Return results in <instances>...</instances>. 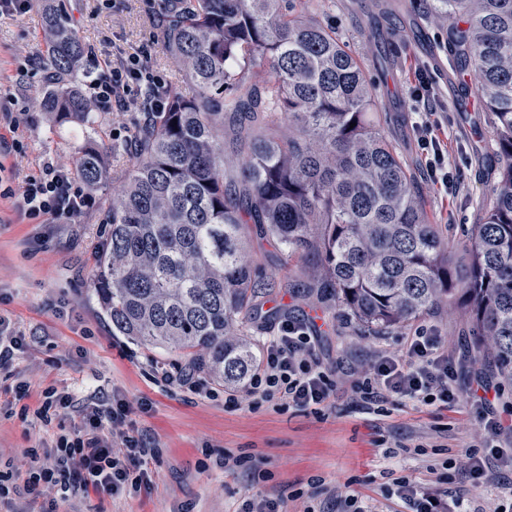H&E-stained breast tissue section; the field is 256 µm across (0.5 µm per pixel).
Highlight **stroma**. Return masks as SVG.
Listing matches in <instances>:
<instances>
[{"mask_svg": "<svg viewBox=\"0 0 512 512\" xmlns=\"http://www.w3.org/2000/svg\"><path fill=\"white\" fill-rule=\"evenodd\" d=\"M78 36L98 56L152 47L154 67L174 87H186L182 73L165 54L159 33L160 0H64ZM318 17L337 34L377 84V110L385 136L396 145L415 180L431 223L448 237L452 259L469 257L465 234L483 223L486 202L500 159L490 136L492 115L476 101L474 87L448 51V26L430 15V0H315ZM49 55L40 14L0 12V106L28 112L14 137L23 155L0 150L4 185H18L54 159L72 166L76 150L92 142L105 148L110 181L95 192V204L71 224H30L0 197V316L8 318L24 341L17 351L14 377H0V452L16 471L29 464L27 448L51 444L60 430L80 424L70 415L63 425L44 426L14 417L21 405L37 406L40 393L53 386L70 392L77 404L120 396L131 408L133 425L158 445L150 462L151 483L140 494L99 499L76 495L59 502V512H240L249 499L283 502L286 512L312 507L322 512L328 493L387 501L402 479L425 485L431 475L448 478L449 496L466 489L457 469L466 450L481 436L473 410L435 409L396 398L378 410L364 409L352 383L377 351H401L412 325L377 332L339 307L323 304L316 287L290 259L255 232L248 251L278 316L248 324L257 346L276 335L280 323H311L315 352L334 383L321 412L251 405L242 398L225 403L224 389L206 381L194 394L158 382L153 367L183 366L179 357L138 346L113 335L92 288L94 247L104 219L103 195L118 193L131 161L124 145L135 130L131 116L94 109L89 119L55 122L36 106L43 96ZM428 64L431 92L448 108V167L459 171V192L445 195L424 176L413 126L418 119L411 100L415 66ZM434 327L460 355L471 352L473 324L455 305L442 306L421 320ZM30 384L25 401L15 398L18 380ZM232 461L231 469L216 459Z\"/></svg>", "mask_w": 512, "mask_h": 512, "instance_id": "35a3bbf8", "label": "stroma"}]
</instances>
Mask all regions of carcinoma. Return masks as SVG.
<instances>
[{
    "label": "carcinoma",
    "mask_w": 512,
    "mask_h": 512,
    "mask_svg": "<svg viewBox=\"0 0 512 512\" xmlns=\"http://www.w3.org/2000/svg\"><path fill=\"white\" fill-rule=\"evenodd\" d=\"M165 49L194 85L170 90L165 112L142 123L122 191L103 200L92 287L112 335L160 347L224 386L250 377L257 355L246 325L263 283L249 258L253 224L327 301L373 330L402 326L460 299L512 385V0H432L451 21L448 48L473 73L492 113L503 165L485 222L453 264L396 147L375 113L359 61L316 17L312 0H169ZM52 86L40 109L89 118L72 77L86 48L63 9L43 0ZM274 79L256 80L264 65ZM355 126H350V123ZM233 132L244 166L224 160ZM95 144L74 175L93 191L109 179Z\"/></svg>",
    "instance_id": "1"
}]
</instances>
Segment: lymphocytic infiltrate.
I'll list each match as a JSON object with an SVG mask.
<instances>
[{"mask_svg": "<svg viewBox=\"0 0 512 512\" xmlns=\"http://www.w3.org/2000/svg\"><path fill=\"white\" fill-rule=\"evenodd\" d=\"M96 75L85 88V96L111 112H133L151 118L165 110L170 91L167 80L149 61L146 50L124 53L97 61ZM448 123L438 101L419 99V120L414 132L421 149V162L433 185L440 190L457 185L448 170V148L441 133ZM93 195L78 184L74 175L53 160L43 162L39 172L26 178L17 196V209L32 224H68L83 209L94 205ZM458 365L437 331L417 328L406 339L404 356L382 351L374 356L364 379L354 381L353 391L367 404L392 397H405L448 409L464 403L477 410L480 426L488 439L472 446L463 463L464 474L474 490L467 512H508L505 506L491 507L482 489L497 480L498 466H512V448L493 445L492 437L512 431V413L502 414L492 385L473 373L468 397L457 387ZM333 393V384L314 353L306 325L286 321L262 349L257 367L246 389L252 403L272 402L283 408H318ZM77 410V430L57 435L46 450L29 449L31 466L22 473L0 468V504L20 496L39 501L38 512H56L57 499L80 491L115 495L137 494L148 486L149 459L156 444L130 424L129 405L113 398L94 406L75 408L69 392L50 387L43 391L36 409L21 408V420L35 419L48 425ZM56 499H49V492Z\"/></svg>", "mask_w": 512, "mask_h": 512, "instance_id": "lymphocytic-infiltrate-1", "label": "lymphocytic infiltrate"}]
</instances>
